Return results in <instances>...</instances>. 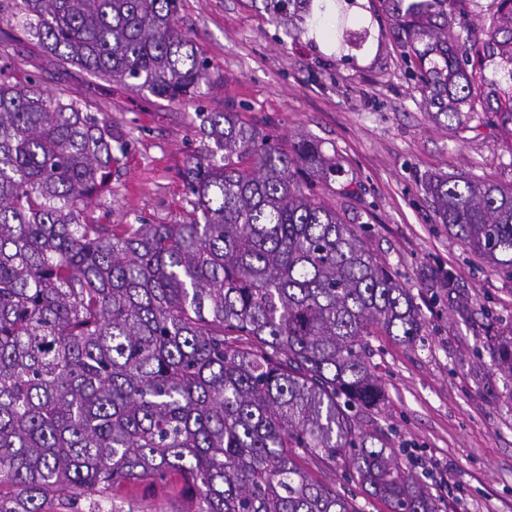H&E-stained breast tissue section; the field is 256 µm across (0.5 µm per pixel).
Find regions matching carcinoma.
<instances>
[{"instance_id":"1","label":"carcinoma","mask_w":512,"mask_h":512,"mask_svg":"<svg viewBox=\"0 0 512 512\" xmlns=\"http://www.w3.org/2000/svg\"><path fill=\"white\" fill-rule=\"evenodd\" d=\"M262 2L287 19L311 0ZM389 2L428 105L450 127L462 107H487L512 136V0L479 45L448 34L446 6L462 0ZM13 9L62 67L169 103L208 80L177 0ZM195 116L221 156L186 168V220L104 224L88 204L125 138L78 96L0 70V512H52L53 500L134 512L115 488L175 477L189 512H359L300 465L309 458L342 460L389 512H439L387 434L360 427L383 396L370 338L412 343L426 318L323 200L338 165L319 142L284 147L229 108ZM426 191L448 234L512 279V186L448 174ZM456 288L435 277L432 301ZM489 350L512 378V336Z\"/></svg>"}]
</instances>
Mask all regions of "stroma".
Segmentation results:
<instances>
[{
    "mask_svg": "<svg viewBox=\"0 0 512 512\" xmlns=\"http://www.w3.org/2000/svg\"><path fill=\"white\" fill-rule=\"evenodd\" d=\"M336 14L345 29H366L362 45L340 44L335 30L312 17L274 19L251 0H180L177 26L210 64V84L190 103L170 104L59 66L24 18L7 10L0 12V71L53 96L77 95L125 134L128 149L91 203L109 224L183 223V171L214 147L194 120L197 109L230 107L283 145L302 136L319 141L345 170L324 201L410 288L427 321L424 336L410 344L372 337L371 365L384 395L363 417V430L387 433L440 512H512V381L485 345L487 336L512 334V279L449 236L425 191L438 173L512 185V139L482 111L455 133L433 118L407 77L387 0H339ZM436 271L453 273L467 312L444 300L429 304ZM450 465L456 479L448 485L440 474ZM304 466L361 512H389L343 468ZM115 494L136 512L186 506L177 480L155 488L127 483Z\"/></svg>",
    "mask_w": 512,
    "mask_h": 512,
    "instance_id": "1",
    "label": "stroma"
}]
</instances>
